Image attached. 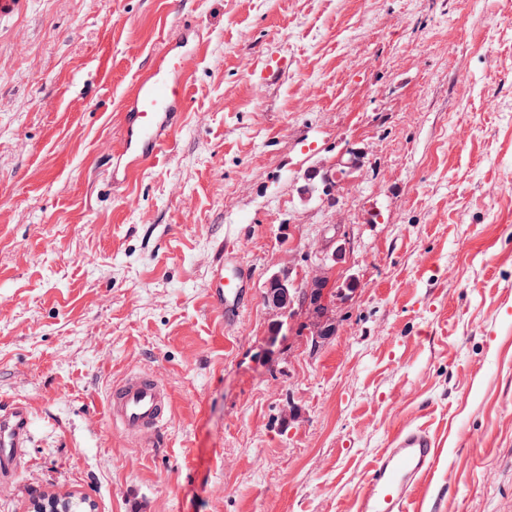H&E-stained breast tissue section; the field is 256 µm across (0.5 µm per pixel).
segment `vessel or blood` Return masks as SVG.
Wrapping results in <instances>:
<instances>
[{
	"label": "vessel or blood",
	"mask_w": 512,
	"mask_h": 512,
	"mask_svg": "<svg viewBox=\"0 0 512 512\" xmlns=\"http://www.w3.org/2000/svg\"><path fill=\"white\" fill-rule=\"evenodd\" d=\"M185 78L172 62L137 80L123 112V152L127 169L159 154L184 121ZM247 271L217 278L207 291L212 307L225 322L235 321L251 301ZM171 398L158 379L146 372L126 376L112 388L109 418L131 438L155 434L166 420ZM32 416L15 403L0 408V479L15 474L30 437ZM437 458V447L420 427L398 431L368 469L356 512H410L412 495Z\"/></svg>",
	"instance_id": "b4317fda"
}]
</instances>
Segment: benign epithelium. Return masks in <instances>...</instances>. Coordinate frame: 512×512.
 <instances>
[{"instance_id": "obj_1", "label": "benign epithelium", "mask_w": 512, "mask_h": 512, "mask_svg": "<svg viewBox=\"0 0 512 512\" xmlns=\"http://www.w3.org/2000/svg\"><path fill=\"white\" fill-rule=\"evenodd\" d=\"M338 245L330 253L321 257L322 267L327 274L316 275L302 283L291 278V273L281 272L271 275L264 283L262 299L264 305L274 312L276 319L270 324V335L266 337V346L274 347L279 341L283 328L290 325L300 311L309 317L308 340L315 346L324 338V322L337 300H346L348 295L342 289L333 293L327 288L328 273L335 270L336 264L342 262L349 253V239L341 235ZM73 501L68 498L51 497L38 500L33 505V512H72Z\"/></svg>"}]
</instances>
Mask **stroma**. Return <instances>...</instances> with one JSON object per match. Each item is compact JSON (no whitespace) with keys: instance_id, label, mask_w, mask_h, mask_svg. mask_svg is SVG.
Segmentation results:
<instances>
[{"instance_id":"35a3bbf8","label":"stroma","mask_w":512,"mask_h":512,"mask_svg":"<svg viewBox=\"0 0 512 512\" xmlns=\"http://www.w3.org/2000/svg\"><path fill=\"white\" fill-rule=\"evenodd\" d=\"M189 43L164 49L173 27ZM185 121L112 180L124 102L163 54ZM335 191L305 176L347 148ZM353 286L333 333L265 353L264 282ZM251 273L223 323L216 267ZM151 372L148 442L107 399ZM27 405L0 512H355L424 425L413 512H512V0H20L0 17V403ZM171 398L158 379L142 372L126 376L112 387L109 418L131 438L155 434L166 420Z\"/></svg>"}]
</instances>
